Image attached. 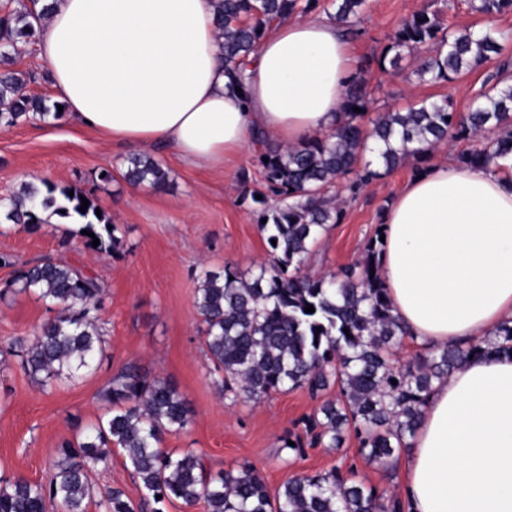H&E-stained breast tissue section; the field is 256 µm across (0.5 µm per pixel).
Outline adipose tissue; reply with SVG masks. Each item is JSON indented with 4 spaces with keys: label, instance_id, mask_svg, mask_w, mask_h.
<instances>
[{
    "label": "adipose tissue",
    "instance_id": "obj_1",
    "mask_svg": "<svg viewBox=\"0 0 512 512\" xmlns=\"http://www.w3.org/2000/svg\"><path fill=\"white\" fill-rule=\"evenodd\" d=\"M34 48L76 122L212 168L260 132L284 146L331 132L355 63L330 16L286 21L234 93L214 0H54ZM383 222L378 273L416 347L512 323V155L496 168L429 166ZM399 469L404 512H512L511 354L434 382Z\"/></svg>",
    "mask_w": 512,
    "mask_h": 512
}]
</instances>
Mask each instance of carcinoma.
<instances>
[{"mask_svg": "<svg viewBox=\"0 0 512 512\" xmlns=\"http://www.w3.org/2000/svg\"><path fill=\"white\" fill-rule=\"evenodd\" d=\"M365 4L331 0L330 17L356 37ZM318 5L319 0H217L224 68L240 92L246 91L247 72L270 24L305 16ZM471 9L490 19L512 12V0H471ZM50 11L51 4L30 0L0 15V62L10 59L17 43L32 41ZM511 37L498 28L454 30L425 6L400 22L374 57L376 65L383 73L395 74L402 61L416 60L419 80L442 84L496 63L468 111H459L448 95L422 100L403 112H381L366 127L361 120L368 111V92L364 81L354 76L344 90L342 120L330 134L288 147L265 135L255 138L267 189L260 200L265 222L259 223V230L276 245L270 246L268 260L249 281L229 266L221 273L203 270L196 297L209 359L224 374V393L257 402L294 388L319 396L336 384L340 397L322 402L305 422L309 445L339 448L352 431L367 460L389 466L408 449L435 381L462 368L472 354L512 353V325L505 324L494 338L466 347L435 348L414 362L393 358L392 347L402 343L407 331L394 314L386 288L371 275L380 253L379 233L367 242L356 264L330 275L306 272L312 244L330 225L342 221L346 197L356 196L363 186L409 160L416 175L427 168L431 150L438 145L469 142L486 132L497 137L462 150L457 155L460 164L489 167L512 154V83L502 77L512 68L502 58L503 44ZM423 48L430 54L420 60ZM50 111L45 98L28 93L24 76L0 72V118L7 117V125ZM123 164L132 185L161 188L168 181V171L148 152H133ZM81 197L78 191L43 180L0 198V209L14 224H43L45 211L80 219L83 229L99 239L98 249L116 247L115 229L108 228L111 219L96 215L92 202L81 212ZM13 284L57 308V315L35 327L17 349L21 368L43 389L90 372L106 344L98 278L65 261L46 259L20 270ZM309 305L315 312H305ZM96 398L109 405L108 413L75 440L60 445L47 483L0 479V512H87L93 494L89 476L108 467L114 446L155 503H201L205 512H401L397 497L386 499L334 470L294 476L273 497L251 465L213 476L196 454L163 451V434L186 429L192 409L168 380L133 363ZM100 506L103 512H134L120 488L106 490Z\"/></svg>", "mask_w": 512, "mask_h": 512, "instance_id": "cac0c4a2", "label": "carcinoma"}]
</instances>
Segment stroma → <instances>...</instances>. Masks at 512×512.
I'll return each instance as SVG.
<instances>
[{"mask_svg": "<svg viewBox=\"0 0 512 512\" xmlns=\"http://www.w3.org/2000/svg\"><path fill=\"white\" fill-rule=\"evenodd\" d=\"M428 2L368 0L355 40L358 64L378 55L397 24ZM11 67L32 75L30 93L55 103L48 71L33 45H19ZM487 74L483 67L453 83L433 84L419 81L408 68L394 75L372 68L364 74L369 112L403 110L446 95L464 111ZM131 151L129 145L78 126L66 111L56 118L22 119L0 130V198L23 183L43 179L78 190L117 224L120 240L116 250L106 253L80 239L79 225L71 220L36 226L0 221V254L12 260L0 266V290H7L18 270L45 257L77 266L103 286L107 340V356L95 370L41 389L8 349L52 319L56 309L31 292L8 293L0 301V350L8 354L0 363V476L47 481L60 443L106 414L96 393L133 362L149 375L168 379L194 412L187 430L165 433L163 448L202 456L210 473L248 463L274 492L290 477L335 469L384 496L398 493V468L368 462L354 434H347L339 448L285 449V440L302 434L303 419L320 405L305 389L254 402L231 400L220 388L221 375L199 332L195 293L201 269L220 272L229 266L249 279L268 257L259 230L260 206L253 200L264 190L256 150L217 168H193L169 148L150 147L169 171L160 189L127 182L123 159ZM104 169L112 173L106 181L99 177ZM411 178L412 166L404 164L348 200L342 222L313 245L308 271L333 274L361 259L385 211ZM92 481L96 497L87 512H102L98 498L110 487L124 490L133 504L141 502L140 484L120 451H113L108 468L94 472Z\"/></svg>", "mask_w": 512, "mask_h": 512, "instance_id": "stroma-1", "label": "stroma"}]
</instances>
